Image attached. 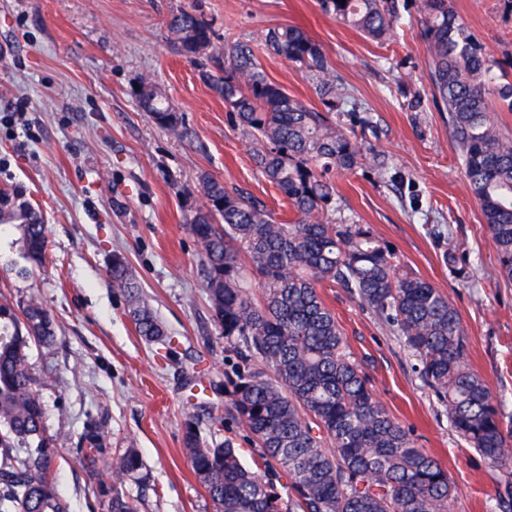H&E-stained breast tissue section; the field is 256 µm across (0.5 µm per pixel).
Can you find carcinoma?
Returning a JSON list of instances; mask_svg holds the SVG:
<instances>
[{
	"instance_id": "cac0c4a2",
	"label": "carcinoma",
	"mask_w": 512,
	"mask_h": 512,
	"mask_svg": "<svg viewBox=\"0 0 512 512\" xmlns=\"http://www.w3.org/2000/svg\"><path fill=\"white\" fill-rule=\"evenodd\" d=\"M322 10L379 43L400 9L420 16L430 54L434 96L448 112L468 188L478 201L497 251L500 273L512 281V139L499 129L491 98L512 111V81L492 73L482 44L451 0H320ZM179 53L224 99L241 134L253 144L261 175L287 198L294 218L223 179L201 174L203 198L189 222L202 249L205 288L224 341L241 364L224 371L235 419L259 448L267 472L245 466L228 438L209 444L198 423L183 422V445L215 512H448L454 484L376 398L348 352L344 332L318 288L339 285L392 328L417 361L418 373L450 427L489 463L512 465V430L483 377L467 363L458 310L431 281L399 271L392 248L360 224H338L335 177L377 155L362 144L355 113L343 128L332 112L344 92L328 58L302 28L269 30L267 48L314 73L324 111L271 82L253 50L239 41L219 47L197 10L172 16ZM143 111L160 127L189 138L181 113L151 83H139ZM0 223L13 224L24 257L49 263L48 234L33 212L18 214L0 195ZM107 274L124 291L137 333L162 342L165 329L142 300L126 257L112 255ZM261 290L255 299L253 287ZM53 317L31 300L0 305V483L5 512H69L53 473L58 440L45 434L38 379L29 364L34 344L54 341ZM81 448L101 451L89 429ZM142 459L127 448L112 462L107 512H138L124 487ZM289 478L287 497L268 473ZM501 512H512V480L497 490Z\"/></svg>"
}]
</instances>
